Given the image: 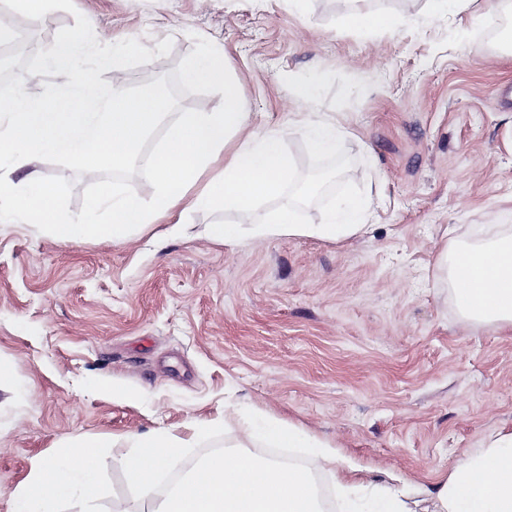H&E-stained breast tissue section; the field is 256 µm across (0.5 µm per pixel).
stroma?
<instances>
[{"label":"stroma","mask_w":512,"mask_h":512,"mask_svg":"<svg viewBox=\"0 0 512 512\" xmlns=\"http://www.w3.org/2000/svg\"><path fill=\"white\" fill-rule=\"evenodd\" d=\"M355 11L401 22L345 30ZM509 14L512 0H470L450 16L426 0H57L31 28L0 0V61L12 58L16 25L38 47L21 76L0 78V100L46 102L88 75L158 97L169 113L215 112L223 86L186 73L221 48L251 128L280 132L296 178L339 167L303 219L319 223L347 197L373 204L369 231L341 244L224 245L201 234L223 223L220 206L189 214L182 234L152 224L124 244H63L0 220V512H13L33 458L97 437L108 442L99 498L59 512H112L132 498V436L186 437L228 410L238 423L293 424L366 482L395 475L415 490L512 430V329L464 326L436 266L473 225H512V49L498 39ZM74 37L88 48L80 65L49 66ZM101 52L109 68H97ZM319 118L349 133L333 153L306 136L304 120ZM29 170L55 185L76 224L104 185L154 193L132 160L90 177L36 154ZM238 423L220 445L244 442Z\"/></svg>","instance_id":"1"}]
</instances>
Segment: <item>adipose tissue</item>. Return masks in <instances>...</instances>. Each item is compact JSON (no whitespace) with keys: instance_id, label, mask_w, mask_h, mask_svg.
Wrapping results in <instances>:
<instances>
[{"instance_id":"ef3b65f1","label":"adipose tissue","mask_w":512,"mask_h":512,"mask_svg":"<svg viewBox=\"0 0 512 512\" xmlns=\"http://www.w3.org/2000/svg\"><path fill=\"white\" fill-rule=\"evenodd\" d=\"M187 79L223 84V111L167 119L158 99H136L118 86L105 91L89 77L77 90L61 92L47 103L21 97L1 102L0 203L7 213L22 216L63 242L87 237L124 242L133 227L176 213L181 219L171 230L180 233L185 229L184 214L218 201L224 204L226 219L207 225L205 235L226 245L246 233L256 239L339 243L367 231L370 205L357 199L343 202L322 223L301 221L299 205L306 193L286 197L295 161L277 132L250 130L249 115L242 112L237 86L229 79L225 54L208 51ZM160 123L165 126L162 143L144 150L147 133ZM38 152L66 156L89 175L107 160L116 167L137 160L155 193L147 202L117 188L94 194L86 204L87 223H72L52 184L32 174L22 184L14 179ZM219 160L224 163L222 174L198 186L199 176ZM265 201L276 202V209L260 211ZM437 265L448 278L450 296L464 323L512 327L511 225H495L490 236L472 243H450ZM246 435L267 438L281 448L314 449L317 467L335 484L337 501L348 506L350 492L358 485L356 468L344 462L335 447L292 425L250 426ZM99 493L94 446L75 442L62 460L32 461L26 481L14 492V512H55L61 502L76 496L90 501ZM376 497L384 512H512V431L491 434L479 451L465 453L424 497L391 486L377 487Z\"/></svg>"}]
</instances>
